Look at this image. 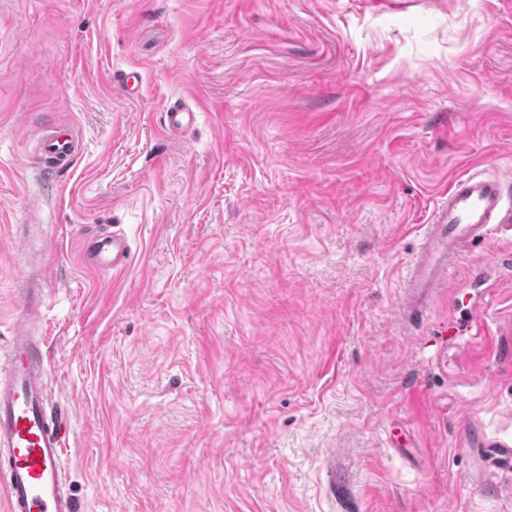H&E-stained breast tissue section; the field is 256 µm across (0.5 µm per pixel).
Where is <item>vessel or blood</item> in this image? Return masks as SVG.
<instances>
[{"label":"vessel or blood","instance_id":"vessel-or-blood-1","mask_svg":"<svg viewBox=\"0 0 512 512\" xmlns=\"http://www.w3.org/2000/svg\"><path fill=\"white\" fill-rule=\"evenodd\" d=\"M195 121L191 108L174 104L166 108L162 128L177 134ZM83 148L68 129L51 127L40 139L39 156L46 170L66 171ZM511 223L512 182L483 171L457 175L433 211L409 287L430 304L436 289L448 285L450 261ZM81 256L89 266L119 271L130 260L131 246L119 231L95 232L84 239ZM20 299L17 326L0 350V487L7 512H76L63 463L64 416L50 404L42 344L30 332L45 306V290L25 281ZM484 457L489 466L512 469V444L488 445Z\"/></svg>","mask_w":512,"mask_h":512}]
</instances>
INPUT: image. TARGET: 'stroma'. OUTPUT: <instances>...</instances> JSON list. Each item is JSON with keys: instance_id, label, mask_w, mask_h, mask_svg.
Wrapping results in <instances>:
<instances>
[{"instance_id": "1", "label": "stroma", "mask_w": 512, "mask_h": 512, "mask_svg": "<svg viewBox=\"0 0 512 512\" xmlns=\"http://www.w3.org/2000/svg\"><path fill=\"white\" fill-rule=\"evenodd\" d=\"M55 124L86 149L47 177ZM488 160L512 0H0V344L28 273L77 512H512L476 447L512 442V224L408 314L441 191ZM112 226L118 274L79 248ZM162 113L164 115L162 128L172 134L185 131L196 121V112L180 104L171 105Z\"/></svg>"}]
</instances>
